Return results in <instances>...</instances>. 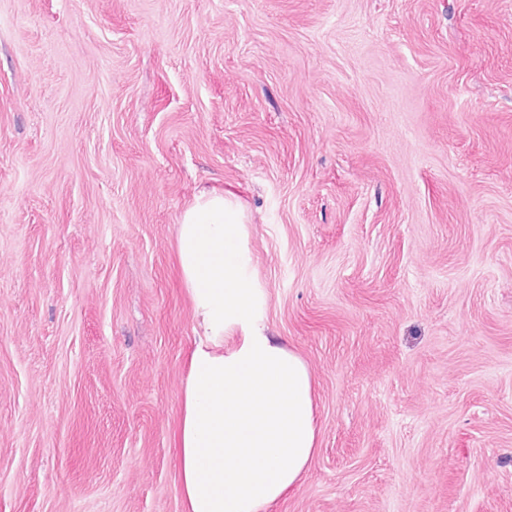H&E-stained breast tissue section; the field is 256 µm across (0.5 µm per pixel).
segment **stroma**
Instances as JSON below:
<instances>
[{"mask_svg": "<svg viewBox=\"0 0 512 512\" xmlns=\"http://www.w3.org/2000/svg\"><path fill=\"white\" fill-rule=\"evenodd\" d=\"M211 189L315 381L273 512H512V0H0V512H183Z\"/></svg>", "mask_w": 512, "mask_h": 512, "instance_id": "1", "label": "stroma"}]
</instances>
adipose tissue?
Returning <instances> with one entry per match:
<instances>
[{"mask_svg":"<svg viewBox=\"0 0 512 512\" xmlns=\"http://www.w3.org/2000/svg\"><path fill=\"white\" fill-rule=\"evenodd\" d=\"M243 211L200 191L177 229L182 282L199 332L176 434L186 512H269L317 452L314 380L273 338Z\"/></svg>","mask_w":512,"mask_h":512,"instance_id":"obj_1","label":"adipose tissue"}]
</instances>
